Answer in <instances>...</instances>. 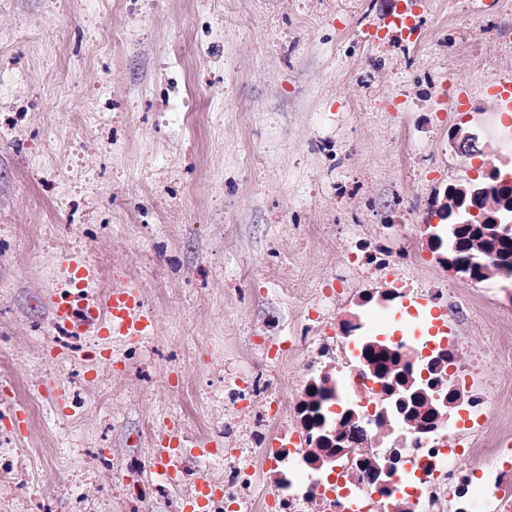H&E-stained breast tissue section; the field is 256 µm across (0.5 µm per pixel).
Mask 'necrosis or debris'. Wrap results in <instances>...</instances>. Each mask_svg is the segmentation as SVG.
Returning <instances> with one entry per match:
<instances>
[{
  "label": "necrosis or debris",
  "mask_w": 512,
  "mask_h": 512,
  "mask_svg": "<svg viewBox=\"0 0 512 512\" xmlns=\"http://www.w3.org/2000/svg\"><path fill=\"white\" fill-rule=\"evenodd\" d=\"M444 294L435 286L414 294L366 289L346 316L318 313V335L284 337L279 351L303 359L294 395L283 403L274 379L244 380L237 400L261 408L255 445L222 449L221 492L204 482L197 496L223 502L222 512H304L309 503L317 512H512V423L495 421L492 411L512 397V383L483 379L486 357L512 360V336L498 337L481 356L470 332L453 325L432 336L403 332L386 343L396 358L384 386L373 382L362 355L374 338L364 313L374 298L410 315ZM414 390L435 410L425 429L406 407ZM316 411L324 416L319 426L310 422ZM352 425L363 438L342 454L321 445L322 436ZM463 455L465 469L458 465ZM260 467L274 481L255 497Z\"/></svg>",
  "instance_id": "obj_1"
}]
</instances>
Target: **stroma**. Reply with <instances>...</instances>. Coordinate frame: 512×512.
Returning <instances> with one entry per match:
<instances>
[{
    "label": "stroma",
    "instance_id": "stroma-1",
    "mask_svg": "<svg viewBox=\"0 0 512 512\" xmlns=\"http://www.w3.org/2000/svg\"><path fill=\"white\" fill-rule=\"evenodd\" d=\"M508 72L512 0H0V512H185L223 485L192 450L247 443L234 374L287 401L299 362L269 349L335 282L386 286L346 263L381 225L396 272L457 285L401 243L444 223L449 184L512 176ZM71 256L87 303L137 286L153 330H56ZM172 415L178 496L147 472Z\"/></svg>",
    "mask_w": 512,
    "mask_h": 512
}]
</instances>
